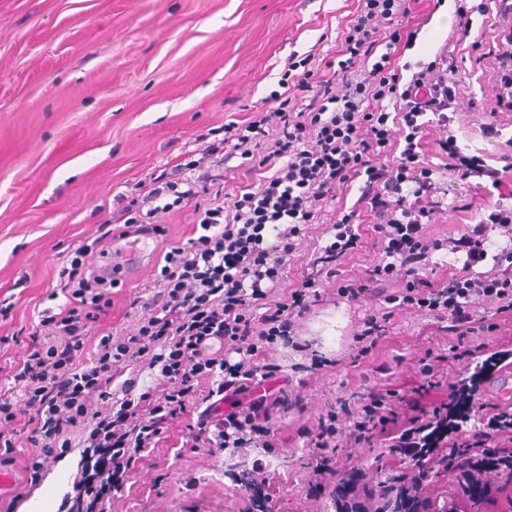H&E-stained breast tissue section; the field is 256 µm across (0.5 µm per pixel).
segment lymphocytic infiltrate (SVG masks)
Masks as SVG:
<instances>
[{"label": "lymphocytic infiltrate", "instance_id": "lymphocytic-infiltrate-1", "mask_svg": "<svg viewBox=\"0 0 512 512\" xmlns=\"http://www.w3.org/2000/svg\"><path fill=\"white\" fill-rule=\"evenodd\" d=\"M409 3L364 0L342 34L333 72L320 74L305 58L289 61L278 90L266 98L265 113L226 124L223 139L207 144L199 158L150 175L113 222L99 225L62 262L56 290L65 302L58 312H43L14 365L10 388L0 389V423L10 426L0 430V451L13 453L26 441L38 445L39 455L25 466L34 484L59 458L79 449L80 480L69 512H109L144 453L157 448L181 418L193 446L252 448L253 469H265L276 450L277 417L298 408L300 399L283 386L269 390L276 372L259 364V345L287 339L296 318L317 301L318 277L336 275L344 256L357 247L360 213L339 211L331 224L333 240L314 258L311 274L300 288L276 299L294 238L335 201L340 185L361 181L358 201L384 246L381 262L365 277L342 282L338 296L350 303L381 299L427 311L449 322L454 360L477 361L482 377L498 370L477 338L498 329L495 314L512 312V238L492 254L483 230L511 222L512 211L479 213L477 224L458 240L465 250L462 274L443 282L425 275L439 269L433 255L442 247L426 228L436 207L431 196L445 174L497 190L506 173L463 154L450 135L437 142L441 163L427 159L426 130H447L457 81L448 74L444 48L432 61L417 63L411 76L403 75L395 53L402 41L414 38L400 28ZM293 89L308 98L297 112L289 108ZM261 139L267 148L258 157L252 145ZM389 153L392 163H382ZM235 158L253 164L259 178L231 198L209 193V184L219 180L218 168ZM188 206L195 214L191 235L166 246L157 291L144 303L134 332L112 327L111 291L95 276L94 258L114 234L159 233L153 222L157 213ZM489 258L502 274H473V267ZM397 280L402 289L391 291ZM263 300L267 310L253 316L252 307ZM481 300L493 303L494 312L479 310ZM145 353L151 356L154 388L139 394L127 371ZM403 402L399 393L373 387L359 407L339 398L315 425L304 428L306 445L317 457L315 490L331 486L346 512H370L376 492L357 468L346 466L340 451L373 445L383 436L392 456L414 467L413 473H398L387 490L404 500L405 512H443L406 488L457 459L476 457L490 469L512 463L511 409L488 413L479 402L474 412L452 415L442 405L404 419L398 412ZM343 417L351 421L345 432L338 427Z\"/></svg>", "mask_w": 512, "mask_h": 512}]
</instances>
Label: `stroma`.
Returning <instances> with one entry per match:
<instances>
[{
	"label": "stroma",
	"instance_id": "stroma-1",
	"mask_svg": "<svg viewBox=\"0 0 512 512\" xmlns=\"http://www.w3.org/2000/svg\"><path fill=\"white\" fill-rule=\"evenodd\" d=\"M362 0H0V300L11 298V319L0 323V383L8 379L38 322L53 307L60 258L111 219L119 195L134 193L147 175L171 168L198 149L200 137L220 140L224 126L251 118L278 87L289 55L311 57L322 67L336 58L342 30ZM457 0H412L405 30L414 32L404 62L433 60L459 26ZM488 16H474L471 40L448 50L459 82L450 123L467 155L500 168L512 163V128L486 137L489 122L479 102L496 81L495 28L512 22V0H490ZM445 206L432 214L430 237L459 238L480 211L512 206V188L488 192L448 174L438 184ZM330 213L303 225L285 271L286 290L299 288L314 254L330 242ZM361 240L336 277L321 276L319 300L296 325V339L331 358L318 373L292 371L302 356L291 346L263 345L259 360L287 370L302 398V412L282 425L283 443L271 465L278 469V512H332L330 498L307 495L316 456L297 430L327 413L336 399L362 393L364 376L400 358L386 385L431 409L446 402L449 384L472 367L444 357L451 339L431 315L407 306L352 304L336 294L341 280L363 277L380 262L378 235L360 228ZM153 271L114 289L112 324L133 330L128 311L154 292ZM388 313L386 336L372 354L354 361L352 336L369 313ZM440 387L430 388L418 361L427 351ZM70 452L44 474L34 490L43 512H66L70 495L60 474L77 469ZM240 453L184 448L154 464L136 465L132 489L114 500L112 512H246L242 491L225 477ZM432 500L458 512H512V485L476 501L441 474L422 487Z\"/></svg>",
	"mask_w": 512,
	"mask_h": 512
}]
</instances>
